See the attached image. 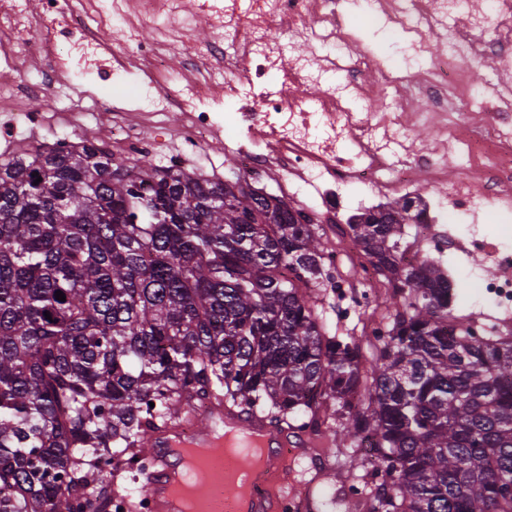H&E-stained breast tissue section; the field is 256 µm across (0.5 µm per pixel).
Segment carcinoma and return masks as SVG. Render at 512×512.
I'll use <instances>...</instances> for the list:
<instances>
[{"label": "carcinoma", "instance_id": "1", "mask_svg": "<svg viewBox=\"0 0 512 512\" xmlns=\"http://www.w3.org/2000/svg\"><path fill=\"white\" fill-rule=\"evenodd\" d=\"M424 214L403 196L349 225L402 303L364 364L320 323L318 225L247 178L86 137L1 161L0 512H111L112 480L202 401L372 436L364 512H512V336L449 326L459 284L401 262Z\"/></svg>", "mask_w": 512, "mask_h": 512}]
</instances>
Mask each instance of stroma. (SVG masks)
<instances>
[{"label":"stroma","instance_id":"obj_1","mask_svg":"<svg viewBox=\"0 0 512 512\" xmlns=\"http://www.w3.org/2000/svg\"><path fill=\"white\" fill-rule=\"evenodd\" d=\"M96 37L101 42L115 44L119 64L128 69L124 79L112 85L75 79L62 86L45 87L29 96L24 111H0V155L6 154V140L11 136L26 140L34 148L52 144L64 136L74 139L85 136L105 144L114 162L121 163L125 157L120 145L111 139L112 127L119 123L133 124L139 126L144 137L151 141L149 155L156 165H167L169 159L179 157L184 166L205 177L233 181L244 175L254 188L282 197L294 208H318L320 214L316 223L322 247L327 251L348 241V223L353 215L391 202V195L372 186L336 189L328 175L315 180L297 179L288 186L279 179L248 174L243 165L244 154L264 150L265 144L253 138L245 125L233 122L220 112L215 115L217 128L210 138L194 149L185 148L183 114L177 105V91L185 84L208 83L209 72L200 62L198 53L205 45L223 39V29L200 20L188 29L169 33L168 64L157 69L154 76L155 90L164 108L156 123L149 121L140 110L145 74L135 43L124 41L121 30L110 24L98 29ZM337 38L347 42V51L353 59L362 62V72L367 80L373 82V96L381 100L382 111H393L395 88L407 82L408 72L401 58L386 53L380 24L367 28L357 16L348 14L343 18ZM460 68L472 88L489 92L501 90L505 105L512 106V87L501 89L497 78L500 71H512V55H495L487 62L465 60ZM50 111L56 114L54 121L45 124L35 122V113ZM459 175V169L452 164L442 181L421 179L406 186L404 193L429 204L430 215L437 223H451L456 219L453 206L442 208L438 202ZM403 232V242L409 249L420 252L429 260L438 261L447 269L449 278L460 284L454 309L456 315L468 316L484 311L485 300L478 281L463 256L436 255L414 225H405ZM333 276L334 283L328 284L321 293L327 332L356 337L364 360H371L376 347L365 334L364 322L368 313L360 307L357 297L366 289L385 287L386 281L378 275L365 278L355 265L346 261L336 265ZM341 460L342 456L334 444L325 439L308 441L301 448L295 470L298 480L311 492L308 512H333L330 499L347 484L353 483V476L343 467Z\"/></svg>","mask_w":512,"mask_h":512}]
</instances>
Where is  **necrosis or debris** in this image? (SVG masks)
Returning a JSON list of instances; mask_svg holds the SVG:
<instances>
[{
  "label": "necrosis or debris",
  "instance_id": "1",
  "mask_svg": "<svg viewBox=\"0 0 512 512\" xmlns=\"http://www.w3.org/2000/svg\"><path fill=\"white\" fill-rule=\"evenodd\" d=\"M41 0L35 25L37 37L27 35L28 0H0V67L14 68L33 55H42L47 65L39 85H53L72 78L93 77L109 82L121 77L114 66L111 46L97 40L94 26L119 15L118 0ZM139 10L151 21L178 17L207 18L217 28L228 30L223 46L207 45L199 58L211 70L208 87H184L178 101L185 114L184 141L195 145L199 136L213 131V117L224 108L225 98L244 107L249 129L266 133L286 161L289 173H327L345 186L376 184L387 192L397 190L390 178L389 156L394 147H405L404 131L415 121L406 112H374L370 109L372 85L355 80L354 67L341 62L342 48L336 31L344 13L368 21L385 16L393 27L389 47L394 55L417 65L420 79L403 86L404 94L429 92L433 98L430 123L437 129L460 122L489 121L494 125L491 147L473 154L460 152L464 180L453 186L457 211L468 214L494 205L497 196L491 182L512 175V114L498 111L481 91H469L477 101L476 111L458 117L453 113L456 90L462 82L460 61L488 57V43L476 36L488 19H495V37L500 47L512 49V0H225L224 10L211 13L207 0H140ZM319 29L313 39L331 54L323 63L316 54L291 56V46L276 36L281 26L296 30L307 18ZM438 44L437 62H428L430 44ZM233 67L243 82L224 88V69ZM308 81L329 82L330 92L316 98L289 94L288 88ZM422 238L452 252L473 255L475 272L490 307L488 313L468 318L481 336L512 334V278L488 277L485 262L512 265V251L481 236L478 225L424 223Z\"/></svg>",
  "mask_w": 512,
  "mask_h": 512
}]
</instances>
